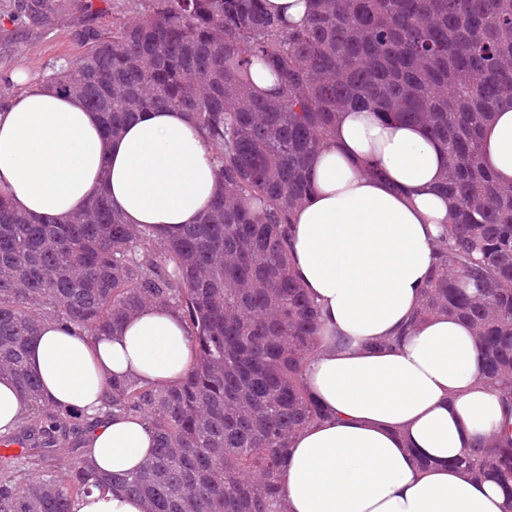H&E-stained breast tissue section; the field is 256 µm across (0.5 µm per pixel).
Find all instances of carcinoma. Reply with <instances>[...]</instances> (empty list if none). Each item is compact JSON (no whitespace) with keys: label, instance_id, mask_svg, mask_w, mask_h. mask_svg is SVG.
<instances>
[{"label":"carcinoma","instance_id":"1","mask_svg":"<svg viewBox=\"0 0 512 512\" xmlns=\"http://www.w3.org/2000/svg\"><path fill=\"white\" fill-rule=\"evenodd\" d=\"M264 0H142L132 23L93 32L53 86L119 134L140 113L181 109L200 125L224 192L197 224L124 223L106 192L83 220L16 212L0 197V375L27 409L0 445V512H71L95 487H119L145 512H286L282 458L326 416L305 386L320 317L290 271L291 213L338 114L368 109L428 130L448 150L440 189L454 213L410 320L467 324L481 376L512 404V186L481 164V129L512 102V0H313L300 28ZM269 67L275 97L249 83ZM182 318L197 359L185 381L112 383L105 409L138 414L153 456L123 476L97 473L55 448L92 423L41 398L26 350L43 318L98 336L152 304ZM512 498V430L457 459ZM62 471L65 478L56 473Z\"/></svg>","mask_w":512,"mask_h":512}]
</instances>
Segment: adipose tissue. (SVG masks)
Listing matches in <instances>:
<instances>
[{
    "instance_id": "1",
    "label": "adipose tissue",
    "mask_w": 512,
    "mask_h": 512,
    "mask_svg": "<svg viewBox=\"0 0 512 512\" xmlns=\"http://www.w3.org/2000/svg\"><path fill=\"white\" fill-rule=\"evenodd\" d=\"M11 80L20 91L0 107V194L18 211L66 221L104 189L125 223L196 224L222 191L214 150L186 111L140 113L108 139L81 100L23 71ZM482 160L512 185V103L485 125ZM447 169L446 150L424 128L365 110L342 112L312 162L311 189L292 217L291 269L324 323L304 379L330 416L301 430L284 456L288 512H506L493 480L454 465L476 439L512 428V412L480 380L467 325L434 318L383 344L425 286L432 240L448 221L437 191ZM27 361L48 406L95 419L92 467L125 474L154 440L142 417L106 415V394L119 380L177 386L195 352L178 312L156 303L93 339L44 320ZM71 510L145 507L94 489Z\"/></svg>"
}]
</instances>
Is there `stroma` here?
Masks as SVG:
<instances>
[{"label":"stroma","instance_id":"stroma-1","mask_svg":"<svg viewBox=\"0 0 512 512\" xmlns=\"http://www.w3.org/2000/svg\"><path fill=\"white\" fill-rule=\"evenodd\" d=\"M32 0H0V98L16 93L10 80L20 69L50 79L68 61L83 55L86 36L111 29L113 20H134L141 0H48L43 14L29 11Z\"/></svg>","mask_w":512,"mask_h":512}]
</instances>
